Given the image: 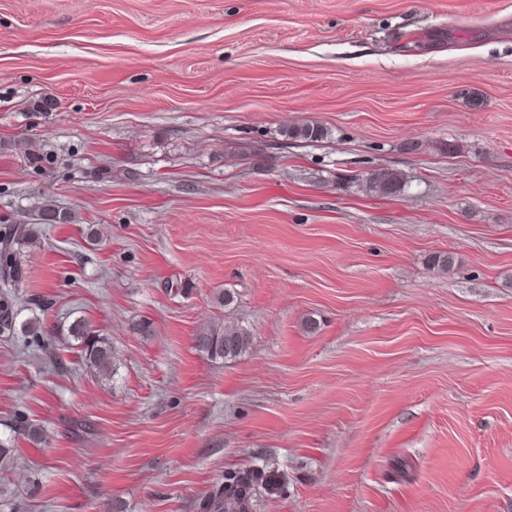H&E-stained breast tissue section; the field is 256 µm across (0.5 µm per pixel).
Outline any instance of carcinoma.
Here are the masks:
<instances>
[{
  "label": "carcinoma",
  "instance_id": "obj_1",
  "mask_svg": "<svg viewBox=\"0 0 512 512\" xmlns=\"http://www.w3.org/2000/svg\"><path fill=\"white\" fill-rule=\"evenodd\" d=\"M286 134L305 142H319L327 131L314 123L302 122L286 129ZM402 178L389 171H378L366 179V187L381 197L400 192ZM34 239L28 224H11L0 234V335L42 336L38 319L19 320L24 299L17 286L25 281L27 270L21 259L22 247ZM69 336L77 341L85 366L104 380H111L114 351L108 337L91 330L83 320L73 322ZM196 349L210 359L233 360L249 346L250 335L237 325L216 323L201 329L194 337ZM274 485L269 472L260 468L229 469L224 482L212 488L199 502L201 512H253L259 488Z\"/></svg>",
  "mask_w": 512,
  "mask_h": 512
}]
</instances>
